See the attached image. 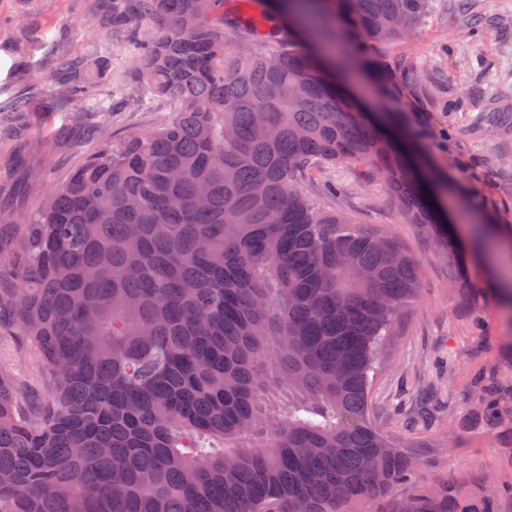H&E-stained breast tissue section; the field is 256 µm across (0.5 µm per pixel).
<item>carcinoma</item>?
I'll return each mask as SVG.
<instances>
[{"label":"carcinoma","mask_w":512,"mask_h":512,"mask_svg":"<svg viewBox=\"0 0 512 512\" xmlns=\"http://www.w3.org/2000/svg\"><path fill=\"white\" fill-rule=\"evenodd\" d=\"M298 35L259 52L223 0H112L138 86L171 103L152 132L99 149L30 220L0 209V331L49 378L19 398L0 372V512H496V494L416 480L376 424L383 344L422 264L388 232L323 209L312 170L365 165L448 257L432 183L405 160L395 112L371 121L334 75L407 38L429 0H256ZM154 37L136 34L143 19ZM50 98L106 112L90 66L58 59ZM508 108L486 122L506 129ZM481 420L501 419L476 379Z\"/></svg>","instance_id":"carcinoma-1"}]
</instances>
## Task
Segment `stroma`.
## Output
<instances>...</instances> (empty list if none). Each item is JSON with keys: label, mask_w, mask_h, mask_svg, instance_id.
<instances>
[{"label": "stroma", "mask_w": 512, "mask_h": 512, "mask_svg": "<svg viewBox=\"0 0 512 512\" xmlns=\"http://www.w3.org/2000/svg\"><path fill=\"white\" fill-rule=\"evenodd\" d=\"M458 0H432L429 13L410 38L375 54L392 67L397 87L383 101L417 134L420 159L448 182L438 201L448 230L455 234L475 284L474 303L485 314L483 326L459 310L448 279V262L419 225L402 223L397 202L384 182L365 167L319 168L308 191L322 184L343 188L340 205L360 223L378 226L405 244L422 261L420 297L386 345V357L373 387L375 419L389 433L413 442L412 454L427 483L456 482L474 493L500 488L498 512H512V394H505V417L496 427L473 418L477 405L475 374L489 370L512 385V297L500 288L497 255L477 248L459 233L462 223L512 227V136L483 125L491 100L512 105V0H467L479 26L460 16ZM109 0H0V83L28 99L23 116L0 114V206L28 217L97 148L90 128L106 122L113 139L149 133L168 107L164 99L141 94L107 116H87V130L75 132L66 110L49 94L59 55L95 62L101 85L134 83L137 65L121 36L100 40L75 21H97ZM224 12L247 20L252 45H268L279 22L249 0H224ZM56 38L54 48L42 38ZM0 369L12 373L22 391L42 387L37 351L13 330L0 335ZM436 389L443 410L430 421L413 416L418 390Z\"/></svg>", "instance_id": "35a3bbf8"}]
</instances>
